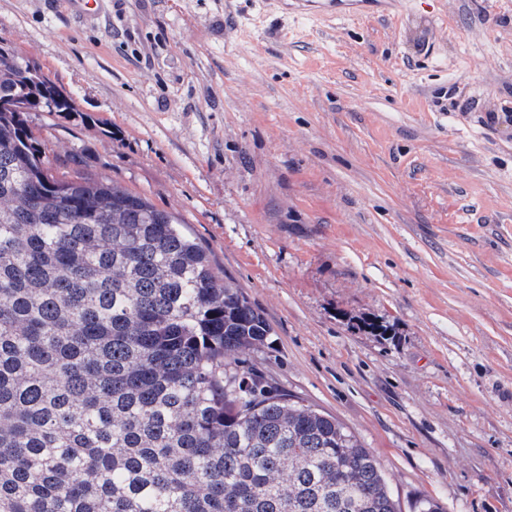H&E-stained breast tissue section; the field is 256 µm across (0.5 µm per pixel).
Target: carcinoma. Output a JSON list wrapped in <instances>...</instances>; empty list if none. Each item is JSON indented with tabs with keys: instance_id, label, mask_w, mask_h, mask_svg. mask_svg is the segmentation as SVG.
<instances>
[{
	"instance_id": "carcinoma-1",
	"label": "carcinoma",
	"mask_w": 512,
	"mask_h": 512,
	"mask_svg": "<svg viewBox=\"0 0 512 512\" xmlns=\"http://www.w3.org/2000/svg\"><path fill=\"white\" fill-rule=\"evenodd\" d=\"M0 61V512H397L376 455L236 355L264 316L171 213L59 178Z\"/></svg>"
}]
</instances>
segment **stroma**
<instances>
[{
	"instance_id": "obj_1",
	"label": "stroma",
	"mask_w": 512,
	"mask_h": 512,
	"mask_svg": "<svg viewBox=\"0 0 512 512\" xmlns=\"http://www.w3.org/2000/svg\"><path fill=\"white\" fill-rule=\"evenodd\" d=\"M0 38L72 99L35 136L179 217L272 329L244 368L399 512H512V0H0ZM364 1L375 0H294L299 9L336 14H359L368 6Z\"/></svg>"
}]
</instances>
